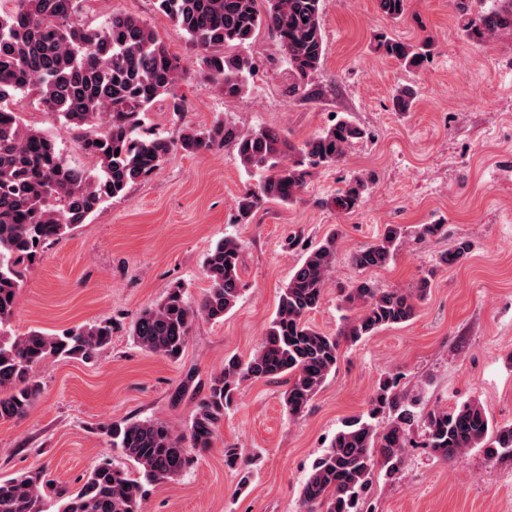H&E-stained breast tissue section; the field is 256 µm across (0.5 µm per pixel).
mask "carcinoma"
Listing matches in <instances>:
<instances>
[{
  "mask_svg": "<svg viewBox=\"0 0 512 512\" xmlns=\"http://www.w3.org/2000/svg\"><path fill=\"white\" fill-rule=\"evenodd\" d=\"M0 11V422L23 418L41 393L36 370L52 359L89 361L112 341L106 320L56 333H13L19 290L32 260L45 245L85 223L108 200L126 195L179 147L198 154L231 143L245 172L258 176L236 201L246 223L268 202H295L311 169L341 163L366 131L340 118L300 144L269 129L242 131L223 121L186 128L179 141L140 134L146 114L160 99L172 110L183 108L177 89L184 78L180 59L145 21L112 14L100 27L78 22L87 0H10ZM322 0H156L158 11L181 29L201 57L202 73L226 98H237L253 73V58L243 52L266 30L276 39L293 77L291 91L307 98L321 95L309 81L323 65ZM461 29L469 40L512 32V0H453ZM392 21L407 11V0H378ZM375 51L408 67L421 68L432 55V39L402 42L386 32L374 35ZM32 95L47 112L67 125L77 147L93 163L72 166L46 133L24 125L10 107L18 95ZM418 90L399 88L393 106L407 112ZM370 179L353 175L332 203L341 213L357 209ZM406 230L386 224L372 243L356 250L360 271L380 269L398 250ZM338 233L304 248L303 260L288 278L261 346L248 358L225 360L184 432L166 421L147 419L101 426L112 449L132 469L105 460L74 492L57 490L39 471L0 482V512H141L145 487L175 480L211 446L224 413L245 381L288 377L284 404L291 417L302 415L328 376L336 371L340 336L353 342L388 327L412 321L431 281L419 278L410 288H380L360 280L344 290L342 302L357 313L341 335L325 333L308 319L322 300L336 264ZM465 239L439 256L454 266L467 258ZM241 247L224 237L203 263L208 288L196 305L187 286L175 281L156 304L144 308L132 327L145 351L171 361L186 346L190 327L202 316L221 322L242 296ZM395 380L379 383L369 408L344 421L328 449L317 457L303 485L305 512H363L375 467L395 477L411 444L414 424L421 425L425 446L444 460L480 448L491 462L512 460V424H493L481 405L464 402L454 409L434 407L423 415L418 400L395 391ZM236 469L238 488L247 487L252 470L237 454L227 456Z\"/></svg>",
  "mask_w": 512,
  "mask_h": 512,
  "instance_id": "carcinoma-1",
  "label": "carcinoma"
}]
</instances>
